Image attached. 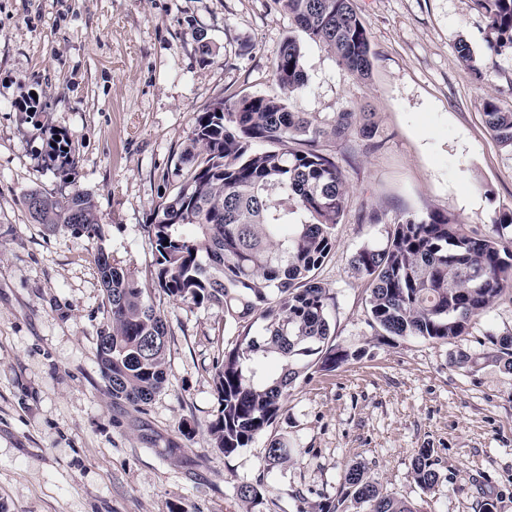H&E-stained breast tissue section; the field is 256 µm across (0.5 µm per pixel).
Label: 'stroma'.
<instances>
[{"mask_svg":"<svg viewBox=\"0 0 512 512\" xmlns=\"http://www.w3.org/2000/svg\"><path fill=\"white\" fill-rule=\"evenodd\" d=\"M353 3L375 53L365 79L298 35L274 0H0V512H245L244 484L259 486L261 512H319L356 463L419 512H482L488 499L512 512V373L487 358L512 333V298L450 343L382 338L350 266L403 217L439 210L488 232L512 208V149L483 115L488 98L512 110V55L494 57L484 82L461 64L459 40L485 52L473 0ZM293 34L307 83L292 109L327 123L370 112L377 124L374 138L352 130L319 144L348 198L318 277L334 296L335 343L353 357L308 370L275 423L227 456L207 427L215 365L239 324L153 289L168 324V383L140 410L113 400L96 354L105 314L94 257L104 251L151 282L144 226L182 180L197 116L220 100L279 94L274 56ZM53 132L75 152L67 183L49 156ZM73 187L97 201L93 240L47 231L23 203L32 190ZM275 437L288 461L269 469ZM421 448L440 474L432 491L412 475Z\"/></svg>","mask_w":512,"mask_h":512,"instance_id":"obj_1","label":"stroma"}]
</instances>
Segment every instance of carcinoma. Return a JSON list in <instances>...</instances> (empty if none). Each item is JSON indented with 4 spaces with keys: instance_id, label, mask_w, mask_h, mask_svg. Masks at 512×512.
I'll return each mask as SVG.
<instances>
[{
    "instance_id": "carcinoma-1",
    "label": "carcinoma",
    "mask_w": 512,
    "mask_h": 512,
    "mask_svg": "<svg viewBox=\"0 0 512 512\" xmlns=\"http://www.w3.org/2000/svg\"><path fill=\"white\" fill-rule=\"evenodd\" d=\"M294 25L332 52L361 78L372 68L373 50L352 0H276ZM488 21L487 50L512 51V0H474ZM463 65L483 80L488 70L463 40ZM302 47L285 37L274 60L276 96H243L201 113L180 153L185 164L177 191L155 206L145 231L157 252L156 287L174 300L224 307V316L245 323L234 347L216 363L218 414L207 427L226 456L248 447L273 425L289 391L317 356L322 371L352 357L330 342L331 288L316 272L335 249L333 232L345 213L347 189L333 158L317 149L354 124L372 138L375 126L341 112L327 124L290 108L306 83ZM488 129L512 148V111L484 103ZM31 219L53 229L61 224L79 237H94L97 206L91 194L73 190L56 197L24 195ZM493 234L467 231L446 213L406 218L389 226L383 246L367 244L351 266L370 289L367 309L380 336H415L450 342L467 333L471 320L512 292V209L495 212ZM106 321L97 336L100 372L112 399L137 409L149 404L168 377L167 321L151 288L130 269L98 251L95 255ZM258 332H253L255 325ZM489 358L512 371V334L496 340ZM268 361L277 376L262 373ZM267 465L288 461L275 438ZM413 478L425 491L440 481L431 449L416 454ZM239 498L262 504L258 486L245 484ZM364 512H418L410 502L385 494L353 464L336 498L322 512H342L347 498Z\"/></svg>"
}]
</instances>
